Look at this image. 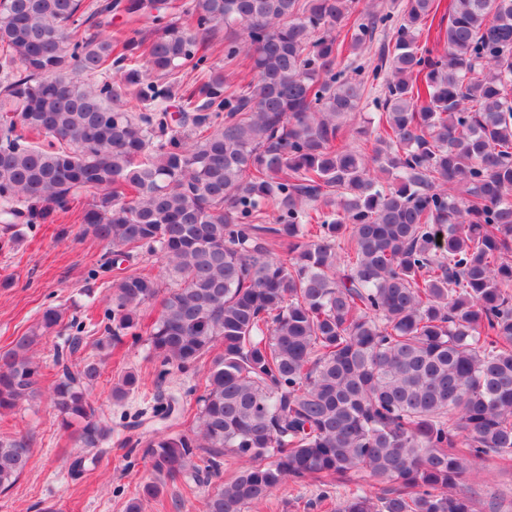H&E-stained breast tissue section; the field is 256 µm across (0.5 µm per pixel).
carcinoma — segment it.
<instances>
[{"label": "carcinoma", "instance_id": "cac0c4a2", "mask_svg": "<svg viewBox=\"0 0 512 512\" xmlns=\"http://www.w3.org/2000/svg\"><path fill=\"white\" fill-rule=\"evenodd\" d=\"M441 2L358 18L356 0H0V249L90 193L80 235L120 269L101 348L138 338L159 297L160 377L217 350L195 429L148 442L142 497L164 476L207 488L204 512H251L289 481L354 473L393 487L359 484L335 512H475L471 468L512 462V0H450L421 48ZM114 16L152 27L114 39ZM222 29L224 66L251 80L211 63ZM380 29L378 129L352 149L367 80L340 61ZM63 320L45 308L0 352V418L40 397L34 347ZM80 344H54L50 403L96 448L112 426ZM184 411L169 395L155 413ZM226 452L243 462L228 482ZM30 457L0 433V488Z\"/></svg>", "mask_w": 512, "mask_h": 512}]
</instances>
